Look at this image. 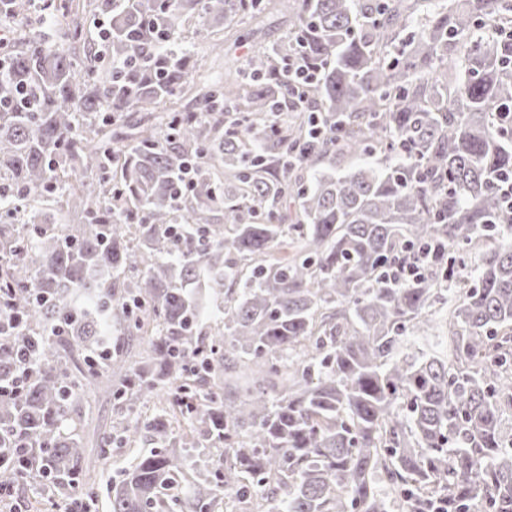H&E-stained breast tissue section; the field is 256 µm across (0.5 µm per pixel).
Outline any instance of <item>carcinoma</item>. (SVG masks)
I'll return each instance as SVG.
<instances>
[{
	"label": "carcinoma",
	"instance_id": "obj_1",
	"mask_svg": "<svg viewBox=\"0 0 512 512\" xmlns=\"http://www.w3.org/2000/svg\"><path fill=\"white\" fill-rule=\"evenodd\" d=\"M296 2L245 85L182 40L261 0L46 3L59 43L5 6L0 99L35 106L0 109V383L37 366L0 394V492L70 500L143 432L110 512H512V0ZM114 404L115 401L110 393L108 395H100L91 404V408L87 409L85 416L90 422V427L86 429L83 440L86 448H98L103 434L110 431Z\"/></svg>",
	"mask_w": 512,
	"mask_h": 512
}]
</instances>
